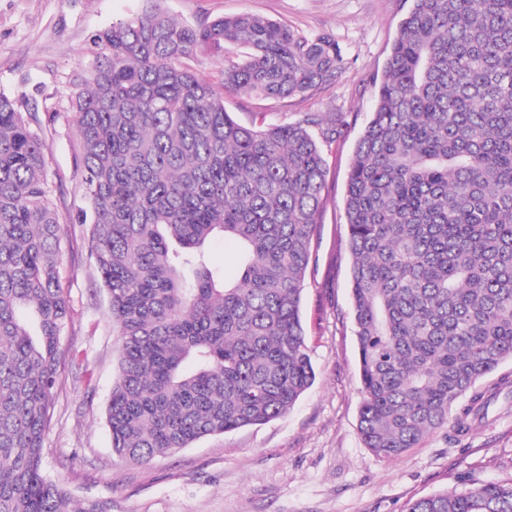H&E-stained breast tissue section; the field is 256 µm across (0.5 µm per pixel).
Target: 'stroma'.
Returning a JSON list of instances; mask_svg holds the SVG:
<instances>
[{"label":"stroma","instance_id":"35a3bbf8","mask_svg":"<svg viewBox=\"0 0 512 512\" xmlns=\"http://www.w3.org/2000/svg\"><path fill=\"white\" fill-rule=\"evenodd\" d=\"M410 5L159 0L164 13L186 24L251 13L304 34L330 33L339 42L346 67L336 81L280 102L225 93L219 57L201 54L190 62L240 123L251 124L259 112L285 122L307 112L345 117L341 137L325 150L329 173L321 228L301 304L316 379L284 417L202 439L141 465L123 464L112 452L105 422L119 355L108 296L88 257L85 227L63 224L60 275L69 318L61 343L69 365L43 441L48 477L74 495L111 500L112 512H406L423 496L512 479V394H501L461 441L443 427L395 458L373 454L358 431L345 185L355 141L372 109L373 80ZM145 6L146 0H0V94L39 119L61 216L86 205L75 166L79 137L72 102L95 66L92 37Z\"/></svg>","mask_w":512,"mask_h":512}]
</instances>
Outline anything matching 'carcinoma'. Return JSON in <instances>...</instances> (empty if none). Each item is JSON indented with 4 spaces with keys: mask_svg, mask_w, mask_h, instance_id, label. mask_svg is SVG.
Masks as SVG:
<instances>
[{
    "mask_svg": "<svg viewBox=\"0 0 512 512\" xmlns=\"http://www.w3.org/2000/svg\"><path fill=\"white\" fill-rule=\"evenodd\" d=\"M74 103L88 255L120 336L106 409L141 464L286 415L315 380L301 320L336 119L244 125L224 91L283 100L336 80L342 50L252 14L201 26L150 7L97 34ZM347 174L344 212L365 447L398 457L485 418L476 384L512 359V0H412ZM38 119L0 94V512H112L43 471L65 367L60 220ZM321 129L316 140L310 128ZM238 242L226 279L206 246ZM406 512H512V481Z\"/></svg>",
    "mask_w": 512,
    "mask_h": 512,
    "instance_id": "obj_1",
    "label": "carcinoma"
}]
</instances>
